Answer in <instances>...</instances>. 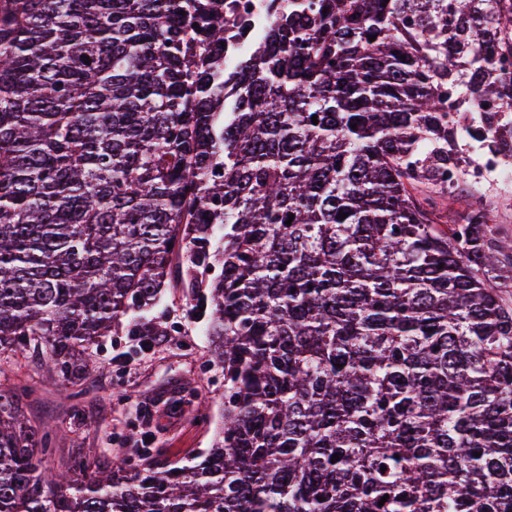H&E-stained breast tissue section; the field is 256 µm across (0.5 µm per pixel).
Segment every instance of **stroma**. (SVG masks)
I'll return each mask as SVG.
<instances>
[{"instance_id": "stroma-1", "label": "stroma", "mask_w": 512, "mask_h": 512, "mask_svg": "<svg viewBox=\"0 0 512 512\" xmlns=\"http://www.w3.org/2000/svg\"><path fill=\"white\" fill-rule=\"evenodd\" d=\"M458 149L467 164L454 197H439L442 223H462L467 203L479 197L495 208L497 237L512 241V195H503L497 171L486 168L487 149L467 140ZM207 305L191 289H163L138 316L151 328L152 346L123 323L95 343L100 368L76 385L61 386L39 348L0 375V387L19 394L32 429L54 431L53 469L77 457L188 464L212 448L224 411V372L207 362Z\"/></svg>"}]
</instances>
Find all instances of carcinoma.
Returning <instances> with one entry per match:
<instances>
[{
  "instance_id": "cac0c4a2",
  "label": "carcinoma",
  "mask_w": 512,
  "mask_h": 512,
  "mask_svg": "<svg viewBox=\"0 0 512 512\" xmlns=\"http://www.w3.org/2000/svg\"><path fill=\"white\" fill-rule=\"evenodd\" d=\"M306 8L227 73L207 0H0V363L71 384L176 282L224 367L182 466L54 472L0 388V512H512V245L424 192L512 154V0Z\"/></svg>"
}]
</instances>
